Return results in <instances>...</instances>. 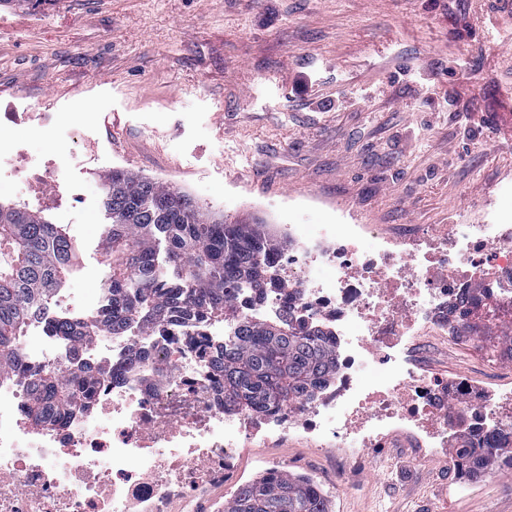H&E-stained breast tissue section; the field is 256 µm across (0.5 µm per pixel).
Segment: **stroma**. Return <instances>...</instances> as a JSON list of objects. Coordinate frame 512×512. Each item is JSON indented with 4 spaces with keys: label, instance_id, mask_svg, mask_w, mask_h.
<instances>
[{
    "label": "stroma",
    "instance_id": "obj_1",
    "mask_svg": "<svg viewBox=\"0 0 512 512\" xmlns=\"http://www.w3.org/2000/svg\"><path fill=\"white\" fill-rule=\"evenodd\" d=\"M0 138L66 169L39 210L79 230L61 292L91 297L108 256V173L180 189L230 223L371 224L393 234L512 211V17L489 0H0ZM477 337L422 336L434 377L512 387ZM284 458L331 512H512V471L470 481L450 457L375 448L354 468L299 440L241 454V482Z\"/></svg>",
    "mask_w": 512,
    "mask_h": 512
}]
</instances>
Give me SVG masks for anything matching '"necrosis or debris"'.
Here are the masks:
<instances>
[{"label": "necrosis or debris", "instance_id": "4bbe7bcc", "mask_svg": "<svg viewBox=\"0 0 512 512\" xmlns=\"http://www.w3.org/2000/svg\"><path fill=\"white\" fill-rule=\"evenodd\" d=\"M371 234L367 224L282 225L263 297L238 295L243 315L322 325L339 354L313 401L259 417L226 412L215 395L213 351L233 324L131 325L81 343L56 335V320L92 323L111 300L105 288L92 306L70 302L63 315L32 319L18 364L0 381V512H198L200 491L234 479L240 448L254 441L301 438L353 465L397 432L445 455L458 431L478 441L512 426V390L430 377L404 357L418 332L501 313L512 298V214L452 224L444 235H375V247L362 249ZM75 356L103 367L89 408L30 429L32 372ZM370 366L383 370L372 384Z\"/></svg>", "mask_w": 512, "mask_h": 512}]
</instances>
